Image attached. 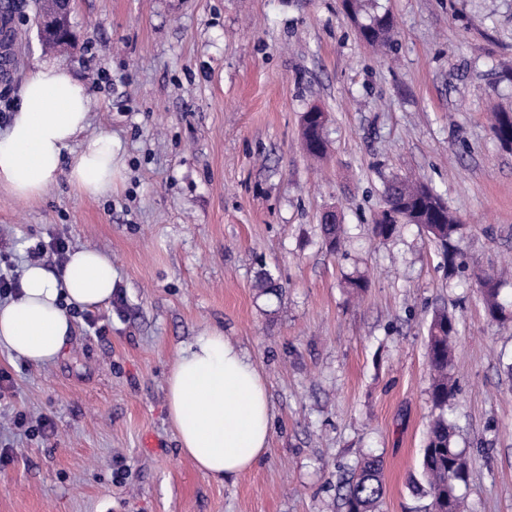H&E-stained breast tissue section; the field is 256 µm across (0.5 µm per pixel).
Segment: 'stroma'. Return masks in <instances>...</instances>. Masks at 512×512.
Returning a JSON list of instances; mask_svg holds the SVG:
<instances>
[{
    "instance_id": "35a3bbf8",
    "label": "stroma",
    "mask_w": 512,
    "mask_h": 512,
    "mask_svg": "<svg viewBox=\"0 0 512 512\" xmlns=\"http://www.w3.org/2000/svg\"><path fill=\"white\" fill-rule=\"evenodd\" d=\"M15 2L0 99L61 60L95 96L86 133H111L121 172L108 199L63 178L36 203L0 190L16 270L61 237L110 254L115 275L96 329L75 315L57 361L0 350V512H346L370 455L380 512H423L411 481L437 414L426 342L443 309L467 512H512V280L494 321L474 277L512 266V147L492 129L512 109V0H377L395 23L383 54L342 0H73L62 55L39 38V0ZM313 107L328 115L319 160L301 141ZM395 177L423 180L464 224L458 284L420 225L373 236ZM328 209L347 231L337 253ZM263 271L279 295L259 293ZM208 326L249 353L274 413L268 453L221 483L181 455L165 408L177 352Z\"/></svg>"
}]
</instances>
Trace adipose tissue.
Returning a JSON list of instances; mask_svg holds the SVG:
<instances>
[{
  "label": "adipose tissue",
  "mask_w": 512,
  "mask_h": 512,
  "mask_svg": "<svg viewBox=\"0 0 512 512\" xmlns=\"http://www.w3.org/2000/svg\"><path fill=\"white\" fill-rule=\"evenodd\" d=\"M96 99L63 63L45 61L27 75L9 132L0 137V189L35 202L67 178L81 196H111L119 166L112 136L85 137ZM82 138L70 165L66 149ZM112 257L78 248L62 271L25 266L16 298L0 304V348L42 366L58 359L73 330L69 308L94 309L112 297ZM167 419L179 449L203 476H239L269 450L272 411L252 358L222 330L201 332L181 349L166 379Z\"/></svg>",
  "instance_id": "adipose-tissue-1"
}]
</instances>
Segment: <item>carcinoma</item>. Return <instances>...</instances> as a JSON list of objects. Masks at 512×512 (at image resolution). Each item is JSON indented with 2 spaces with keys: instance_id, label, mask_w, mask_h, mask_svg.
<instances>
[{
  "instance_id": "cac0c4a2",
  "label": "carcinoma",
  "mask_w": 512,
  "mask_h": 512,
  "mask_svg": "<svg viewBox=\"0 0 512 512\" xmlns=\"http://www.w3.org/2000/svg\"><path fill=\"white\" fill-rule=\"evenodd\" d=\"M347 12L357 24L363 41L373 47L386 49L394 43V23L389 13L370 10L371 0H344ZM326 113L313 107L302 117L301 136L306 151L320 157L326 150ZM493 131L500 143L512 136V115L507 111L495 114ZM395 194L393 204L407 209L419 210V222L428 226L427 234L439 246L444 262L448 265V276L464 272L466 264L458 252L455 240L463 233L462 225L447 208L439 196L423 183L409 182L401 178L393 180L386 194ZM321 228L327 247L337 252L342 248L341 225L329 224L321 219ZM478 284L485 299L487 314L498 318L503 307L499 301V277L495 272L478 276ZM455 321L448 312L434 315L428 330L427 357L433 373L431 399L439 415L433 421L420 461V478L412 481L414 492L429 500L424 512H463L461 486L469 480V466L463 451L453 446V432L445 418L450 400L454 396L451 381L453 352L452 339ZM383 462L377 458L363 461L358 472L348 482L344 497L347 512H379L384 495L381 481Z\"/></svg>"
}]
</instances>
